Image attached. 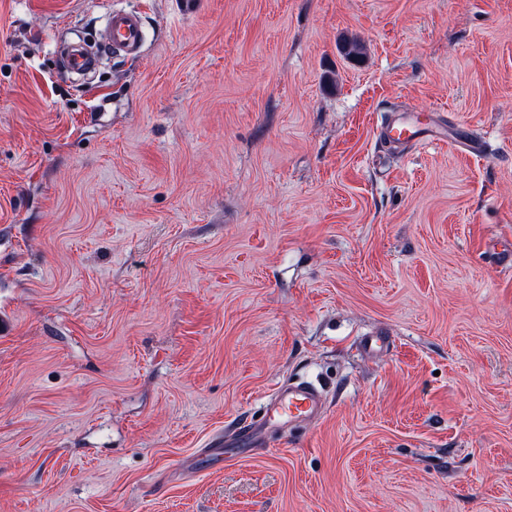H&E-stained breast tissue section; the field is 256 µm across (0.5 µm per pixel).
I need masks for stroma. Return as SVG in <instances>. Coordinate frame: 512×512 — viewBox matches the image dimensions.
I'll list each match as a JSON object with an SVG mask.
<instances>
[{"label":"stroma","instance_id":"35a3bbf8","mask_svg":"<svg viewBox=\"0 0 512 512\" xmlns=\"http://www.w3.org/2000/svg\"><path fill=\"white\" fill-rule=\"evenodd\" d=\"M510 246L512 0H0V512H512ZM142 17L138 11H108L106 47L115 52L133 53L142 41ZM422 130L417 119L401 117L388 123L381 136L391 143L406 146L418 139ZM322 393L303 384L280 386L267 405L266 415L273 421L288 423L317 417L323 409Z\"/></svg>","mask_w":512,"mask_h":512}]
</instances>
